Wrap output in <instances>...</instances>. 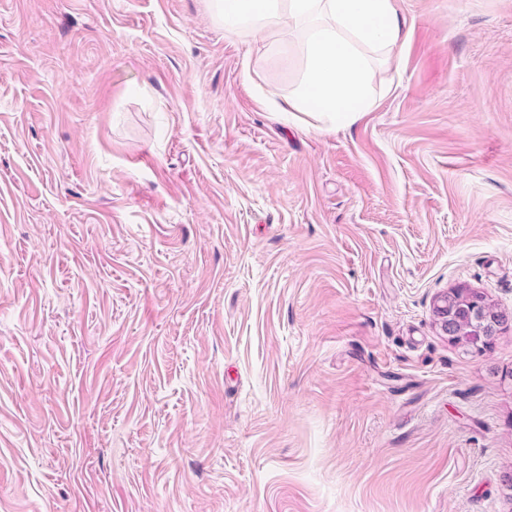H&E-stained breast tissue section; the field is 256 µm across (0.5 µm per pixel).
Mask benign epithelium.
I'll list each match as a JSON object with an SVG mask.
<instances>
[{
	"label": "benign epithelium",
	"instance_id": "7a95c632",
	"mask_svg": "<svg viewBox=\"0 0 512 512\" xmlns=\"http://www.w3.org/2000/svg\"><path fill=\"white\" fill-rule=\"evenodd\" d=\"M441 330L459 348L481 352L490 347L508 316L494 309L478 291L453 288L435 306Z\"/></svg>",
	"mask_w": 512,
	"mask_h": 512
}]
</instances>
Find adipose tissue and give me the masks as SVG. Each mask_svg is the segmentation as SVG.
Here are the masks:
<instances>
[{"mask_svg": "<svg viewBox=\"0 0 512 512\" xmlns=\"http://www.w3.org/2000/svg\"><path fill=\"white\" fill-rule=\"evenodd\" d=\"M225 28L258 32L289 15L303 30L304 73L283 112L316 104L334 125L370 107L372 71L364 47L392 58L403 43L394 0H215Z\"/></svg>", "mask_w": 512, "mask_h": 512, "instance_id": "obj_1", "label": "adipose tissue"}]
</instances>
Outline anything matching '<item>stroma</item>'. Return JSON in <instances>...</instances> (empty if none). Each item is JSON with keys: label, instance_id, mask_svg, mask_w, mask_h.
Instances as JSON below:
<instances>
[{"label": "stroma", "instance_id": "35a3bbf8", "mask_svg": "<svg viewBox=\"0 0 512 512\" xmlns=\"http://www.w3.org/2000/svg\"><path fill=\"white\" fill-rule=\"evenodd\" d=\"M348 126L210 0H0V512H512V0H396ZM442 332L464 351L482 352L490 348L508 316L494 309L478 291L453 288L442 295L435 306Z\"/></svg>", "mask_w": 512, "mask_h": 512}]
</instances>
